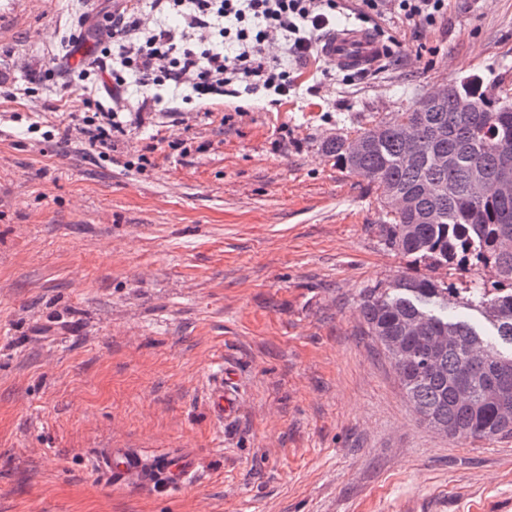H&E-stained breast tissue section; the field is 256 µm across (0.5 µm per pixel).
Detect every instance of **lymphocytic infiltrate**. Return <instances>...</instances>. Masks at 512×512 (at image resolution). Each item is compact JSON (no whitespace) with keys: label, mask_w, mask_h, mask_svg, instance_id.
I'll use <instances>...</instances> for the list:
<instances>
[{"label":"lymphocytic infiltrate","mask_w":512,"mask_h":512,"mask_svg":"<svg viewBox=\"0 0 512 512\" xmlns=\"http://www.w3.org/2000/svg\"><path fill=\"white\" fill-rule=\"evenodd\" d=\"M445 2L360 0L358 14L369 18L390 5L407 24L432 25ZM335 20L336 0H137L134 7L119 6L95 28L99 56L66 72L68 86H80L95 110L70 115L61 138L80 134L106 155L113 134L134 123L123 97L131 82L146 90V106L160 104L157 91L164 86L189 104L233 85L265 90L269 106H280L296 84L289 60L313 58L321 32Z\"/></svg>","instance_id":"lymphocytic-infiltrate-1"}]
</instances>
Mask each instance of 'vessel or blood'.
<instances>
[{"mask_svg": "<svg viewBox=\"0 0 512 512\" xmlns=\"http://www.w3.org/2000/svg\"><path fill=\"white\" fill-rule=\"evenodd\" d=\"M382 52L381 43L355 24L337 29L321 45L322 57L340 70L369 66ZM96 467L111 477L113 485L157 490L182 487L192 477L196 464L194 453L188 449L149 458L136 448H108L98 454Z\"/></svg>", "mask_w": 512, "mask_h": 512, "instance_id": "vessel-or-blood-1", "label": "vessel or blood"}]
</instances>
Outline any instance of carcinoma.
Masks as SVG:
<instances>
[{"instance_id": "carcinoma-1", "label": "carcinoma", "mask_w": 512, "mask_h": 512, "mask_svg": "<svg viewBox=\"0 0 512 512\" xmlns=\"http://www.w3.org/2000/svg\"><path fill=\"white\" fill-rule=\"evenodd\" d=\"M461 98L473 111H456ZM357 140L365 147L355 155ZM325 149L375 183L389 248L434 267L471 265L493 274L491 287L464 296L429 275L366 288L362 317L422 423L457 442L512 438V413H501L488 398V387L500 383L512 399V196L472 193L475 178L495 182L502 155H512V91L468 76L448 84L440 103L429 105L422 96L352 137L327 141ZM402 195L412 207H396ZM450 307L478 312L493 336L448 316ZM442 336L455 345L435 348ZM392 342L401 353L391 350ZM460 380L471 385L469 403L457 398Z\"/></svg>"}]
</instances>
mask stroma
<instances>
[{
	"instance_id": "1",
	"label": "stroma",
	"mask_w": 512,
	"mask_h": 512,
	"mask_svg": "<svg viewBox=\"0 0 512 512\" xmlns=\"http://www.w3.org/2000/svg\"><path fill=\"white\" fill-rule=\"evenodd\" d=\"M109 3L0 0V512H512V438L421 423L360 313L403 275L490 274L388 248L375 185L322 150L469 74L512 90V0L385 14L375 67L314 82L297 62L278 109L229 92L148 114L101 158L60 141L86 104L48 71L94 51L80 22ZM127 442L193 449L196 481L113 486L92 461Z\"/></svg>"
}]
</instances>
